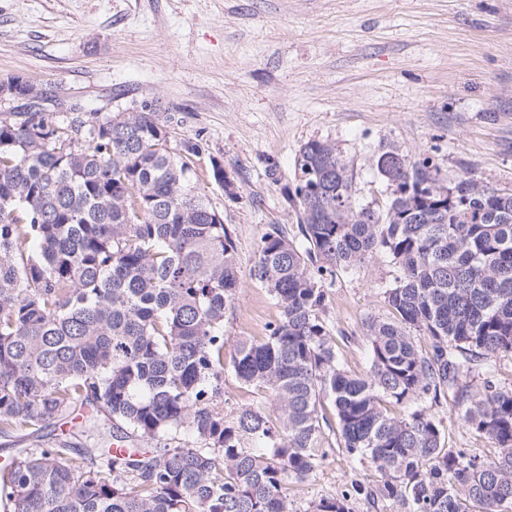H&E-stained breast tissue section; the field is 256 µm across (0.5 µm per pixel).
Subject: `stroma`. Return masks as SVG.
Wrapping results in <instances>:
<instances>
[{"instance_id":"obj_1","label":"stroma","mask_w":512,"mask_h":512,"mask_svg":"<svg viewBox=\"0 0 512 512\" xmlns=\"http://www.w3.org/2000/svg\"><path fill=\"white\" fill-rule=\"evenodd\" d=\"M10 77L105 114L155 105L174 146L200 145L199 183L242 276L224 314L228 353L280 317L249 269L268 225L300 237L285 191L304 143H335L360 205L391 198L374 165L388 148L431 156L447 186L468 171L512 192V0H0V80ZM215 158L232 193L210 177ZM397 275L379 254L322 279L329 342L349 373L369 367L368 322L388 319ZM437 416L447 448L494 453L451 405ZM379 481L334 446L292 495L303 510L346 492L352 512H402L352 490Z\"/></svg>"}]
</instances>
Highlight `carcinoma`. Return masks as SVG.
I'll list each match as a JSON object with an SVG mask.
<instances>
[{
  "label": "carcinoma",
  "mask_w": 512,
  "mask_h": 512,
  "mask_svg": "<svg viewBox=\"0 0 512 512\" xmlns=\"http://www.w3.org/2000/svg\"><path fill=\"white\" fill-rule=\"evenodd\" d=\"M171 140L146 106L0 113V512H299L291 485L327 456V400L383 499L512 512V388L489 365L512 354V193L462 175L442 198L430 158L386 150L394 197L376 212L354 205L336 145L305 143L289 194L304 243L271 225L249 270L280 319L226 362L236 245L194 185L200 146ZM378 252L400 275L389 319L368 325L369 369L351 376L322 279ZM227 369L270 405L224 411ZM450 393L494 454L445 447L435 408ZM305 512H350L348 495Z\"/></svg>",
  "instance_id": "1"
}]
</instances>
